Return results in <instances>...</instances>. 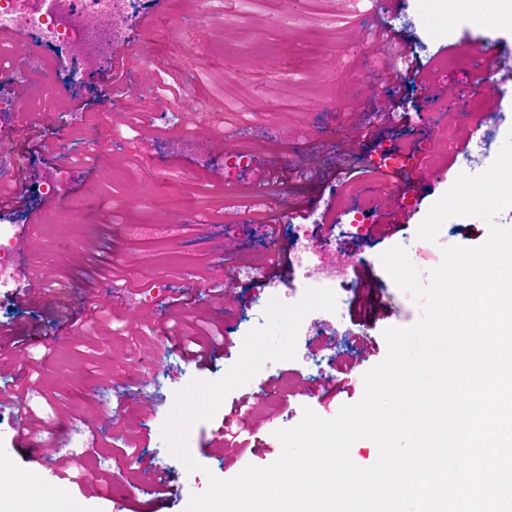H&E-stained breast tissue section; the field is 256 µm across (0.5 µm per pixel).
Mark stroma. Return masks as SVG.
<instances>
[{
    "instance_id": "obj_1",
    "label": "stroma",
    "mask_w": 512,
    "mask_h": 512,
    "mask_svg": "<svg viewBox=\"0 0 512 512\" xmlns=\"http://www.w3.org/2000/svg\"><path fill=\"white\" fill-rule=\"evenodd\" d=\"M397 10L377 0H313L301 12L292 0H224L223 15L207 16L200 0H131V21L92 70L68 52L64 80L70 95L33 94L15 79L26 31L0 43V84L15 103L0 113V133L17 161L9 177L25 197L8 217L19 232L14 259L33 300L0 301V327L10 329L17 364L42 359L41 400L17 401L16 386L0 375V403L54 419L52 433L20 452L9 442L0 459L24 478L35 474V497L46 512H184L191 495L204 492L208 475L229 479L245 467H265L281 454L277 430L297 426L304 409L323 418L358 402L364 374L386 353L384 332L418 323L422 305L405 301L393 285L381 254L402 243L430 207L454 185L472 139L494 118L498 105L475 88L468 69L454 62L467 37L492 33L491 52L512 69V0L500 10L480 11L478 0L459 10L450 32L437 20L448 0H399ZM152 20L144 29L143 20ZM407 50L423 63L420 76L405 68L384 75L380 61ZM125 59L124 111L99 121L100 97L111 64ZM302 96L304 109H285ZM97 118L91 129L70 125L73 112ZM377 112L388 120L374 122ZM35 135L53 140L46 159L19 132L20 121ZM430 147L447 158V178L419 181L412 214L388 224L398 198L368 183V160L379 143ZM245 151L248 164L234 165ZM71 173H62V165ZM267 183L272 207L310 216L314 226L352 220L339 203L372 198V217L388 232L353 244L333 242L336 255L364 249L372 262L358 267L355 287L343 290L342 321L309 313L302 325L307 345L297 359L266 363L246 385L230 392L214 416L193 426L191 454L201 469L188 472L163 438V425L177 390L191 380L215 381L237 361L243 339L266 321L269 292L251 283L238 299L224 302L228 269L263 262L271 240L287 242V231L266 236L255 208L246 204ZM57 184L56 195L45 193ZM40 223H33V215ZM180 223L176 245L131 234L134 225ZM512 228L501 213L492 222L454 215L440 227L451 245L475 248L490 226ZM159 285L144 307L134 306L130 282ZM107 313L94 321H66L85 296ZM186 298L187 322H220L233 345L205 364L191 360L169 337L174 298ZM372 342L361 346L357 338ZM251 410L241 430V448H215L214 432L238 400ZM97 432L95 450L80 456L85 471L106 475L105 486H78L69 474L50 475L41 461L66 436L74 418ZM135 437L138 452L174 469L176 495H147L146 478L114 449Z\"/></svg>"
}]
</instances>
